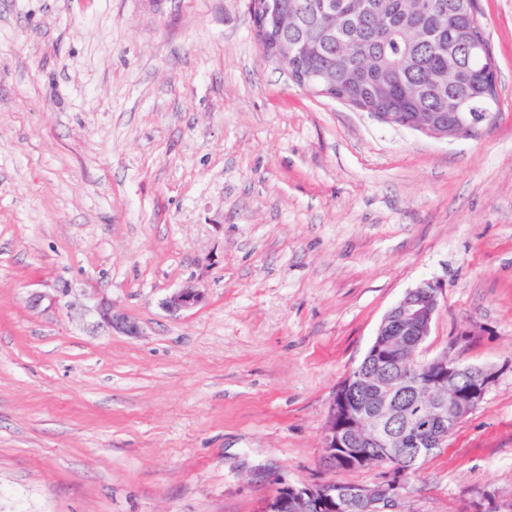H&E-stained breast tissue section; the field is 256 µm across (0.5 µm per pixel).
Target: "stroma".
Segmentation results:
<instances>
[{
  "instance_id": "obj_1",
  "label": "stroma",
  "mask_w": 512,
  "mask_h": 512,
  "mask_svg": "<svg viewBox=\"0 0 512 512\" xmlns=\"http://www.w3.org/2000/svg\"><path fill=\"white\" fill-rule=\"evenodd\" d=\"M250 0H0V512H258L321 460L387 310L500 374L398 512H512V0H479L499 108L378 120L265 57ZM207 293L172 314L186 282ZM53 304L27 297L60 283ZM142 334H111L100 299Z\"/></svg>"
}]
</instances>
